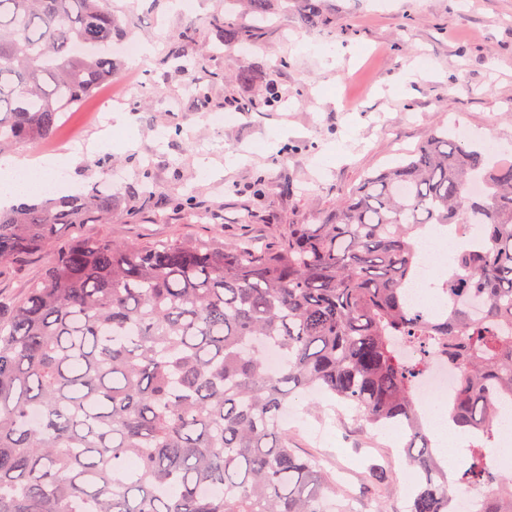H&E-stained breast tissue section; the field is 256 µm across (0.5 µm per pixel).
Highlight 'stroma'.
<instances>
[{
  "instance_id": "obj_1",
  "label": "stroma",
  "mask_w": 512,
  "mask_h": 512,
  "mask_svg": "<svg viewBox=\"0 0 512 512\" xmlns=\"http://www.w3.org/2000/svg\"><path fill=\"white\" fill-rule=\"evenodd\" d=\"M323 20L304 24L296 0L282 5L249 52L217 45L215 14L249 24L246 8L224 0H199L176 12L171 0H112L119 18H131L127 40L153 46L137 70L123 68L48 139L13 149L22 161L39 150L73 154L63 181L87 190L103 177L100 161L124 174L112 189L115 219L109 224H73L67 236L93 235L152 242L172 237L215 236L227 244L243 238L264 247L277 244L292 224H317L365 175L396 165L437 124L465 126L472 140L512 145V0H323ZM193 27L191 56L205 54L203 67L179 69L166 62L168 37ZM256 67L251 83L235 80ZM224 72L210 83L208 111L189 93L206 71ZM284 97L277 108L263 105L268 84ZM240 107L237 122L212 125L210 113L224 101ZM120 109L129 126L105 133L92 127L93 112ZM181 127L172 134L159 113ZM136 135L126 144V130ZM88 135V148L71 149L74 131ZM155 172L158 208L134 223L122 216L131 201L127 186L143 164ZM265 175L266 195L255 199L251 184ZM212 214L198 224L173 203L185 188ZM50 253L25 257L0 268V298L18 295L34 280ZM292 446L319 459L353 498V512H374L381 469L395 487L389 512H405L412 478L390 433L369 435L336 401H293Z\"/></svg>"
}]
</instances>
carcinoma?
Returning a JSON list of instances; mask_svg holds the SVG:
<instances>
[{
  "mask_svg": "<svg viewBox=\"0 0 512 512\" xmlns=\"http://www.w3.org/2000/svg\"><path fill=\"white\" fill-rule=\"evenodd\" d=\"M300 2L316 24L322 0ZM213 29L226 46L261 31L220 15ZM121 32L110 0H0V153L52 136L111 79ZM194 40L174 35L168 58ZM128 196L131 219L155 202L149 166ZM110 219L101 182L0 209V266L53 249L19 296L0 298V512H336L333 481L282 422L315 389L364 428L402 429L408 512H458L454 484L484 491L478 512H512V479L486 463L495 399H512V157L438 126L321 223L288 225L274 250L61 237ZM431 224H478L481 237L451 254L437 311L405 293ZM436 342L458 373L448 421L469 437L451 473L413 394Z\"/></svg>",
  "mask_w": 512,
  "mask_h": 512,
  "instance_id": "obj_1",
  "label": "carcinoma"
}]
</instances>
